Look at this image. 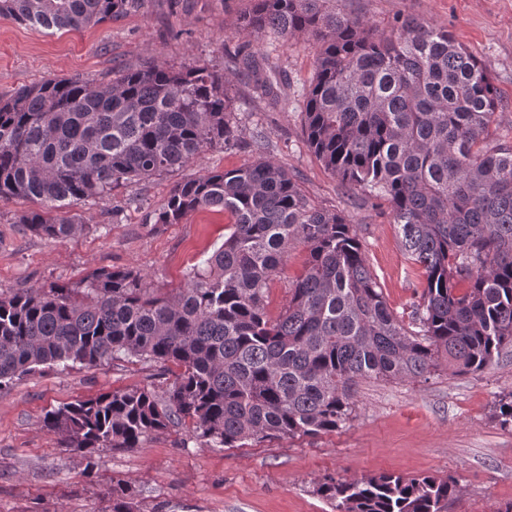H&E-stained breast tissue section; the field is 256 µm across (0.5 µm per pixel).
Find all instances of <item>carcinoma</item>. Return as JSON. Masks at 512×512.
<instances>
[{"instance_id": "obj_1", "label": "carcinoma", "mask_w": 512, "mask_h": 512, "mask_svg": "<svg viewBox=\"0 0 512 512\" xmlns=\"http://www.w3.org/2000/svg\"><path fill=\"white\" fill-rule=\"evenodd\" d=\"M147 0H0V16L55 34L117 19ZM330 0H251L238 32L308 33L320 43L310 85L293 91L268 53L228 54L274 107L303 102L306 140L345 190L382 201L401 245L426 277L414 329L388 307L342 212L311 204L269 156L175 184L148 224H179L220 207L231 232L169 296L147 277L100 268L80 281L0 293V390L43 366L100 367L125 358L182 368L158 394L147 387L66 403L43 426L84 453L137 448L152 433L192 425L211 448L333 432L353 411L360 380H418L440 359L458 374L485 370L512 345V143L491 140L498 109L480 62L448 32L405 19L379 35ZM222 73L155 64L107 84L49 78L0 95V200H37L20 217L64 243L84 230L51 212L102 200L119 187L185 167L206 146H232ZM296 242L304 272L278 318L268 281ZM314 492L334 512H448L456 482L434 475L330 478ZM127 485L111 512H133Z\"/></svg>"}]
</instances>
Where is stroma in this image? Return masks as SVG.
Returning <instances> with one entry per match:
<instances>
[{
  "label": "stroma",
  "instance_id": "35a3bbf8",
  "mask_svg": "<svg viewBox=\"0 0 512 512\" xmlns=\"http://www.w3.org/2000/svg\"><path fill=\"white\" fill-rule=\"evenodd\" d=\"M248 0H147L122 18L47 35L0 17V94L47 78L108 80L114 71L146 63L178 68L202 63L220 71L226 54L251 52L238 35ZM336 9L389 34L398 19L417 18L444 29L486 67L499 107L491 138L512 142V0H336ZM317 44L298 36L276 43L278 63L294 88L313 76ZM234 122L262 129L273 158L308 200L348 214L382 295L402 323L426 286L404 254L387 206L343 193L309 148L298 105L270 109L252 98L246 77L228 88ZM256 159L247 137L234 146L204 148L184 168L113 191L110 199L77 206L85 231L58 243L36 236L19 218L34 202L0 201V292L75 283L99 268L146 274L158 293L183 287L192 266L224 241L232 218L213 210L179 224L152 225L173 185ZM309 251L291 246L268 283L266 311L284 310ZM179 372L172 363L124 359L103 367H50L0 391V512H108L113 485L126 481L135 512H333L315 485L327 477L381 472L452 478L458 488L448 512H503L512 503V428L495 407L512 392V347L489 369L454 375L440 362L421 381L365 380L354 389L355 410L342 428L316 436L266 438L241 448H211L190 425L152 435L137 448H102L94 469L81 452L63 448L43 426L47 410L102 392L135 386L165 390Z\"/></svg>",
  "mask_w": 512,
  "mask_h": 512
}]
</instances>
